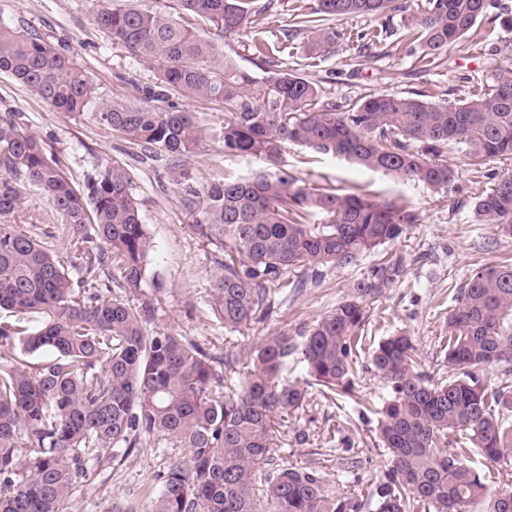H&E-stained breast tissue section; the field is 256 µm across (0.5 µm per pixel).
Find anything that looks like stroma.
<instances>
[{"label":"stroma","mask_w":512,"mask_h":512,"mask_svg":"<svg viewBox=\"0 0 512 512\" xmlns=\"http://www.w3.org/2000/svg\"><path fill=\"white\" fill-rule=\"evenodd\" d=\"M93 9V0H0V21L39 34L63 51L90 76L96 103L140 102L146 87L155 84L156 70L101 33L92 22ZM377 24L373 17L337 21L344 37L315 66H307L299 49L285 56L284 63L317 83L325 98L339 103L369 91L423 92L434 101L464 99L502 63L496 37L486 36L481 28L428 68L395 52L390 43L365 51L348 41V33ZM5 112L18 113L22 129L60 162L76 187H83L96 168L115 160L127 164L151 240L143 291L159 301L152 326L176 331L215 358H233V378L244 377L250 370L248 352L262 339L313 323L350 294L354 282L373 264L403 258L401 275L368 301L366 342L352 397L335 405L321 396L318 385H311L308 405L289 418L274 449L288 461L326 472L334 496L369 495L388 458L375 433L374 411L387 395L383 380L370 367L377 342L391 332L406 330L423 367L453 378L444 363L443 338L448 333V313L456 305V290L472 265L494 266L512 259V238L499 236L493 225L477 224L472 218L475 199L490 186L484 168L449 151L448 165L455 179L446 191L434 193L417 183L289 146L282 160L288 171L339 194L408 202L418 209L420 221L358 265L325 269L320 283L301 296H293L287 288L280 290L272 315L239 332L225 329L207 305L210 274L219 251L194 233L183 197L187 188H202L213 171L237 177L259 168V160L224 154L220 142L208 138L187 157L182 170L164 161H142L110 129L96 123L91 113L57 111L0 74V114ZM184 454V449L165 440L152 439L128 455L91 464L92 477L78 483L70 512H152L170 459Z\"/></svg>","instance_id":"35a3bbf8"}]
</instances>
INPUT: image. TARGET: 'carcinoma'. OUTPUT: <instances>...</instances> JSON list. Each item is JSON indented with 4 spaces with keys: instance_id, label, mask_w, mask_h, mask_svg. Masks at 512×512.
Here are the masks:
<instances>
[{
    "instance_id": "carcinoma-1",
    "label": "carcinoma",
    "mask_w": 512,
    "mask_h": 512,
    "mask_svg": "<svg viewBox=\"0 0 512 512\" xmlns=\"http://www.w3.org/2000/svg\"><path fill=\"white\" fill-rule=\"evenodd\" d=\"M273 47L253 31L248 50L268 75L219 54L216 38L249 29L251 0H174L163 7L114 9L100 3L95 26L159 73L142 102H114L94 119L152 160L170 163L192 153L209 132L192 113L165 101L176 88L224 104L219 132L224 154L249 156L269 168L243 178L221 173L184 206L193 227L223 256L210 279L209 306L224 327L240 331L266 319L272 295L291 281L299 295L316 286L321 268L344 269L402 237L418 223L406 202L336 194L278 165L288 144L365 169L423 184L437 193L454 172L448 149L482 166L512 156V3L509 0H426L412 13L407 0H313ZM401 17L395 49L428 67L483 22L504 33L506 64L464 100L432 103L419 92H369L341 104L325 101L316 83L273 53L304 38L305 56L330 53L342 33L334 22ZM392 36L383 24L356 32L366 49ZM0 73L60 112L82 114L96 98L87 73L33 33L0 22ZM490 190L473 204L475 221L512 236V174L488 173ZM37 188L83 255L74 280L61 257L16 223L23 183ZM318 215L317 224L309 218ZM97 242L92 250L89 244ZM151 243L129 170L114 161L76 189L17 116L0 115V512H70L86 463L132 452L143 439L187 450L170 461L153 512H512V489L498 487L493 464L512 459V262L476 267L457 289L448 313L445 362L438 378L422 368L405 332L381 338L372 355L389 397L376 411V433L389 451L374 492L338 499L324 473L273 461L279 429L309 401L308 383L280 380L301 355L325 399L353 394L367 300L395 280L403 259L378 263L350 296L318 320L267 337L252 369L227 383L199 345L172 330H150L157 302L141 295ZM137 297L132 302L125 295ZM38 315L39 326L28 316ZM21 344L18 352L10 349ZM458 433L464 441L449 447ZM29 449L21 456L18 449ZM28 472L21 478L19 473Z\"/></svg>"
}]
</instances>
